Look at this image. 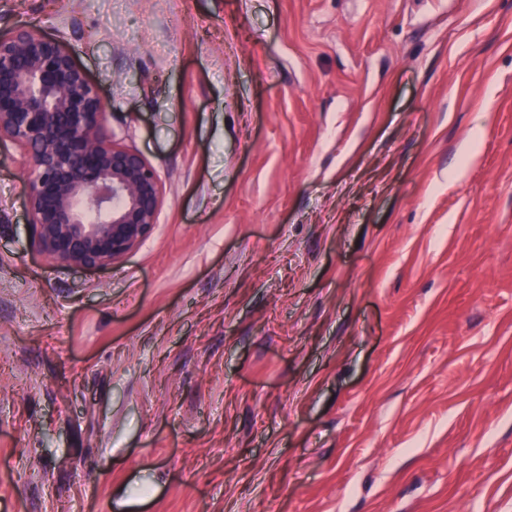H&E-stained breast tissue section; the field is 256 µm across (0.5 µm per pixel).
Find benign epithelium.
Wrapping results in <instances>:
<instances>
[{
    "label": "benign epithelium",
    "instance_id": "1",
    "mask_svg": "<svg viewBox=\"0 0 512 512\" xmlns=\"http://www.w3.org/2000/svg\"><path fill=\"white\" fill-rule=\"evenodd\" d=\"M106 105L58 40L32 26L0 37V141L24 151L35 245L60 266L110 265L157 224L160 176L112 139Z\"/></svg>",
    "mask_w": 512,
    "mask_h": 512
}]
</instances>
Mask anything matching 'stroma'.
I'll return each instance as SVG.
<instances>
[{"mask_svg": "<svg viewBox=\"0 0 512 512\" xmlns=\"http://www.w3.org/2000/svg\"><path fill=\"white\" fill-rule=\"evenodd\" d=\"M143 154L34 244L0 143V512H512V0H0Z\"/></svg>", "mask_w": 512, "mask_h": 512, "instance_id": "obj_1", "label": "stroma"}]
</instances>
